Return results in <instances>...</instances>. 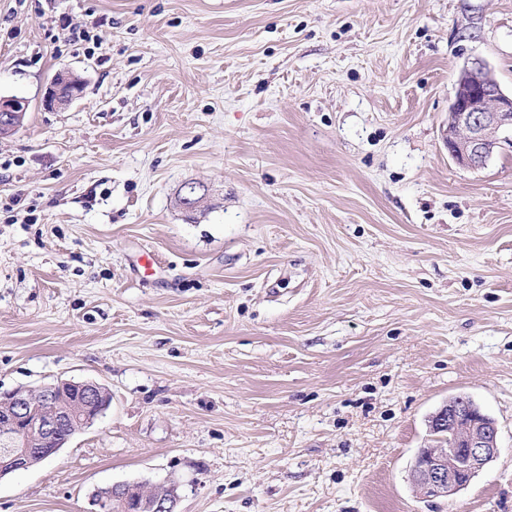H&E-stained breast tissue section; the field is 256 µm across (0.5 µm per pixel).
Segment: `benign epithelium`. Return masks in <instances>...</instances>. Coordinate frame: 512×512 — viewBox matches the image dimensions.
Instances as JSON below:
<instances>
[{
  "mask_svg": "<svg viewBox=\"0 0 512 512\" xmlns=\"http://www.w3.org/2000/svg\"><path fill=\"white\" fill-rule=\"evenodd\" d=\"M56 74L43 98L53 110L68 107L79 93ZM444 140L449 156L470 168L484 166L497 152L512 150V94L503 91L483 62L458 73L448 107ZM100 384L61 381L37 392L23 389L0 395V440L8 460L0 461V479L55 455L78 430L92 424L108 407ZM434 444L415 455L410 481L430 499H450L465 489L498 455V427L465 403H449L429 423ZM177 486L161 491L122 483L91 493L87 512H177Z\"/></svg>",
  "mask_w": 512,
  "mask_h": 512,
  "instance_id": "1",
  "label": "benign epithelium"
}]
</instances>
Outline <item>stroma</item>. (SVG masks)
<instances>
[{"label":"stroma","mask_w":512,"mask_h":512,"mask_svg":"<svg viewBox=\"0 0 512 512\" xmlns=\"http://www.w3.org/2000/svg\"><path fill=\"white\" fill-rule=\"evenodd\" d=\"M476 59L512 93V0H0V95L29 105L0 137V393L110 396L0 512L116 483L512 512V153L464 167L442 135ZM64 69L85 89L47 109ZM459 394L500 453L428 501L409 469ZM63 78L62 73L56 74L46 90L43 103L49 109H65L81 95L67 86Z\"/></svg>","instance_id":"35a3bbf8"}]
</instances>
